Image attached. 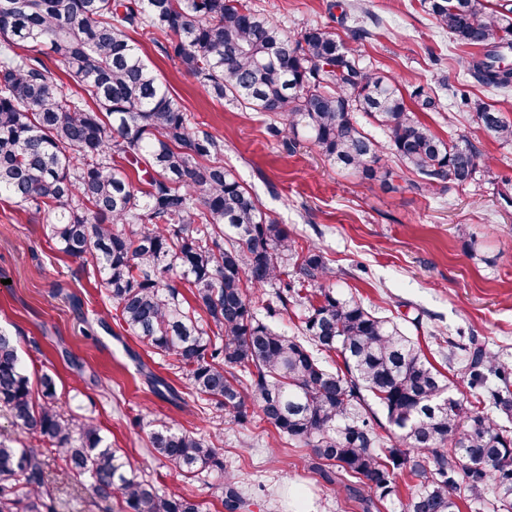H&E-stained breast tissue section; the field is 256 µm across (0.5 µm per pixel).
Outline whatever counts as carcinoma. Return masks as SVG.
Listing matches in <instances>:
<instances>
[{
	"label": "carcinoma",
	"mask_w": 512,
	"mask_h": 512,
	"mask_svg": "<svg viewBox=\"0 0 512 512\" xmlns=\"http://www.w3.org/2000/svg\"><path fill=\"white\" fill-rule=\"evenodd\" d=\"M421 2L438 28L479 48L463 60L466 74L512 87V0ZM133 32L211 96L278 117L272 131L288 147L304 133L362 180L390 176L387 151L424 191L490 171L468 136L444 139L421 120L441 111L432 88L404 95L326 27L292 37L244 0H0V198L30 206L56 249L92 269L127 331L172 358L220 418L242 425L256 408L279 436L309 449L327 483L354 479L364 512L398 496L401 475L414 479L403 512H460L462 498L488 494L496 512H512V428L465 408L397 324L336 292L323 252L303 247L224 168V145L191 124ZM44 47L69 81L38 57ZM476 123L512 143V121L494 109L478 108ZM267 287L269 316L304 308L295 330L258 317L249 292ZM466 369L477 402L511 419L512 368L476 346ZM40 386L36 397L15 341L0 332V404L45 443L0 439V512H57L55 457L86 479L96 504L119 497L127 512H204L128 472L93 421L64 414L52 377ZM368 396L385 414L386 440ZM149 444L185 477L224 472L222 449L190 432L161 428ZM220 488L227 512L247 507L236 478Z\"/></svg>",
	"instance_id": "cac0c4a2"
}]
</instances>
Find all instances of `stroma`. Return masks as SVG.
Here are the masks:
<instances>
[{"mask_svg": "<svg viewBox=\"0 0 512 512\" xmlns=\"http://www.w3.org/2000/svg\"><path fill=\"white\" fill-rule=\"evenodd\" d=\"M296 36L331 27L345 46L403 93L436 87L442 111L424 114L441 137L469 136L491 159L477 182L421 192L416 175L395 170L389 181H364L331 165L300 142L275 136L277 120L211 97L177 59L151 41L143 52L186 107L192 123L224 142V165L261 209L305 246L320 247L338 272L337 291L356 294L376 315L419 342L426 357L477 406L464 370L470 341L512 363V143L481 133L478 106L512 120V89L496 90L464 76L470 47L437 29L420 0H247ZM0 329L10 333L32 390L54 377L65 413L93 420L132 471L166 492L224 512L216 473L182 476L149 447L152 429L167 425L218 438L224 467L239 482L244 512H363L344 490H332L313 469L308 449L280 438L259 418L221 421L190 395L169 357L129 334L105 290L81 261L58 252L30 209L0 199ZM164 379L179 399L154 393Z\"/></svg>", "mask_w": 512, "mask_h": 512, "instance_id": "1", "label": "stroma"}]
</instances>
